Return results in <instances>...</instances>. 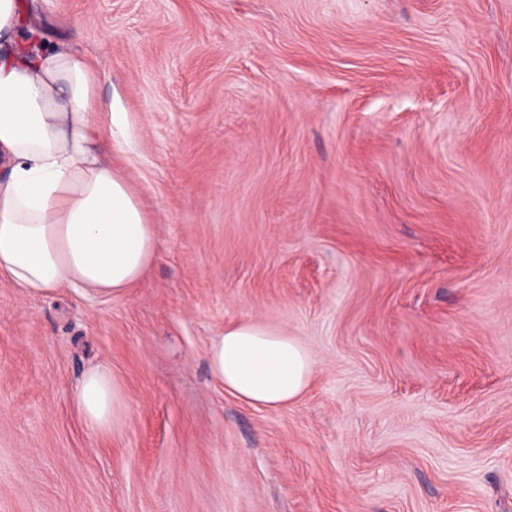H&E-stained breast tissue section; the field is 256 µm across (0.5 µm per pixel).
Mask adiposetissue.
<instances>
[{
  "label": "adipose tissue",
  "mask_w": 512,
  "mask_h": 512,
  "mask_svg": "<svg viewBox=\"0 0 512 512\" xmlns=\"http://www.w3.org/2000/svg\"><path fill=\"white\" fill-rule=\"evenodd\" d=\"M96 72L63 42L46 45L20 0H0V277L23 294L70 287L109 297L141 281L155 260L154 224L128 182L104 156L112 126L92 110ZM208 363L224 390L256 409L297 401L313 376L310 351L262 323L225 327ZM86 429L121 427L112 371L90 368L71 393Z\"/></svg>",
  "instance_id": "adipose-tissue-1"
}]
</instances>
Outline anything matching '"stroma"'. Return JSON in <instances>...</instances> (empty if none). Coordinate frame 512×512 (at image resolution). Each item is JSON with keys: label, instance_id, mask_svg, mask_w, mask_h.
Wrapping results in <instances>:
<instances>
[{"label": "stroma", "instance_id": "stroma-1", "mask_svg": "<svg viewBox=\"0 0 512 512\" xmlns=\"http://www.w3.org/2000/svg\"><path fill=\"white\" fill-rule=\"evenodd\" d=\"M21 2L161 247L109 298L0 278V512H512V0ZM244 320L311 352L297 402L212 377ZM71 402L95 435L111 434L123 424L120 392L106 365H95L82 376L72 390Z\"/></svg>", "mask_w": 512, "mask_h": 512}]
</instances>
